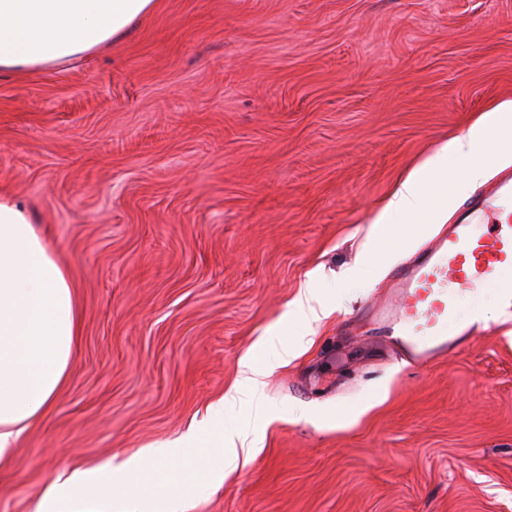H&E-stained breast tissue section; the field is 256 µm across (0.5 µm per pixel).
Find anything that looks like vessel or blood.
<instances>
[{"label": "vessel or blood", "instance_id": "1", "mask_svg": "<svg viewBox=\"0 0 512 512\" xmlns=\"http://www.w3.org/2000/svg\"><path fill=\"white\" fill-rule=\"evenodd\" d=\"M489 212L495 224L475 233V219ZM390 288L391 302L375 304L365 315L412 365L426 364L460 340L481 334L480 316L460 319L462 295L494 292L512 313V179L478 195L447 234L394 272Z\"/></svg>", "mask_w": 512, "mask_h": 512}]
</instances>
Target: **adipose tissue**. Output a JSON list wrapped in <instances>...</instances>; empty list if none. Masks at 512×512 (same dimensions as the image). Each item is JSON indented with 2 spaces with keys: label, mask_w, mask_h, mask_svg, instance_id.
Listing matches in <instances>:
<instances>
[{
  "label": "adipose tissue",
  "mask_w": 512,
  "mask_h": 512,
  "mask_svg": "<svg viewBox=\"0 0 512 512\" xmlns=\"http://www.w3.org/2000/svg\"><path fill=\"white\" fill-rule=\"evenodd\" d=\"M155 6L156 0H0V73L79 58L120 38ZM490 139L499 150L512 148L511 100L486 112L466 134L443 144L412 171L388 210L414 224L429 218L445 223L449 200L466 196L497 163V156L481 150ZM459 159L465 162L461 170L442 182L429 180V169ZM79 328L77 297L54 250L17 202L0 198V464L10 460L66 385ZM300 350L295 344L269 358H240L242 384L225 394V402L256 404L266 372ZM257 448L248 431L225 427L219 404L202 426L120 464L60 471L38 512H152L158 483L176 491L201 480L220 481ZM118 486L132 490L133 498L115 497Z\"/></svg>",
  "instance_id": "ef3b65f1"
}]
</instances>
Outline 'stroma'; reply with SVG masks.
Listing matches in <instances>:
<instances>
[{"mask_svg": "<svg viewBox=\"0 0 512 512\" xmlns=\"http://www.w3.org/2000/svg\"><path fill=\"white\" fill-rule=\"evenodd\" d=\"M512 100V0H158L76 63L0 74V194L75 287L71 378L0 468V512L57 471L203 424L268 330L308 349L224 423L261 449L183 512H512V322L398 365L345 327L399 260L375 218L413 168ZM406 224V223H405ZM365 276L350 279L349 270ZM335 311L290 313L300 288Z\"/></svg>", "mask_w": 512, "mask_h": 512, "instance_id": "35a3bbf8", "label": "stroma"}]
</instances>
